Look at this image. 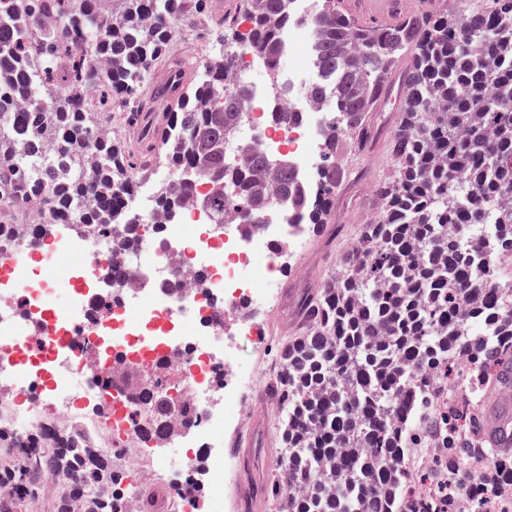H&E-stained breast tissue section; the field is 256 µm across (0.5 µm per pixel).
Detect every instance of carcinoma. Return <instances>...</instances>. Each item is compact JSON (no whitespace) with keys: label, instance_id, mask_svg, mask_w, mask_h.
<instances>
[{"label":"carcinoma","instance_id":"1","mask_svg":"<svg viewBox=\"0 0 512 512\" xmlns=\"http://www.w3.org/2000/svg\"><path fill=\"white\" fill-rule=\"evenodd\" d=\"M105 15L95 0H0V85L18 99L0 110V225L25 191L63 208L59 220L125 223L121 195L132 183L123 153L90 120L118 108L145 130L143 178L166 161L173 179L156 209L175 215L185 178L209 182L208 209L252 210L261 218L274 199L304 212L317 232L336 189V141L351 136L362 154L375 131L366 113L391 91L399 64L410 61L400 87L390 139L398 166L376 183V217L361 227L344 271L301 302L309 329L281 342L275 383L287 421L288 475L269 487L288 512H414L404 499V455L419 442L416 416L432 407L436 383L458 379L464 395L438 416L442 464L428 474L453 475L450 489L482 455L472 445L474 408L500 365L512 357V298L501 294L499 261L512 258V0L479 8L412 13L381 27L359 24L340 0H319L306 16L318 78L306 89L325 106L334 141L325 147L321 199L306 194L295 168H280L249 141L231 138L247 121L253 92L237 76V54L251 51L278 67L291 0H241L215 19L207 0H122ZM200 17L205 28L231 32L221 58L169 65L151 85L149 66L172 41L165 19ZM161 99L162 112L146 107ZM497 234L498 253L481 238ZM160 421L167 401L155 385L139 387ZM65 474L76 486L112 488L119 479L103 462L77 469L70 452L44 451L0 488L31 472ZM477 482L501 494L509 474L493 460Z\"/></svg>","mask_w":512,"mask_h":512}]
</instances>
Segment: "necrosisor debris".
<instances>
[{
    "instance_id": "necrosis-or-debris-1",
    "label": "necrosis or debris",
    "mask_w": 512,
    "mask_h": 512,
    "mask_svg": "<svg viewBox=\"0 0 512 512\" xmlns=\"http://www.w3.org/2000/svg\"><path fill=\"white\" fill-rule=\"evenodd\" d=\"M283 49L289 82L282 96L254 99L243 131L265 152L287 151L304 180L327 133L326 113L291 82L313 69L310 29L290 25ZM286 104L300 114L290 125L276 122L273 114ZM123 209L125 224L107 236L93 224H73L66 236H57L56 221L44 207L33 212L31 223L0 226V428L36 455L77 424L85 455L111 458L124 471L116 488L123 502L148 498L152 512H187L194 502L196 462L224 456L243 510L252 488L223 439L239 427L244 405L254 396V371L233 364L237 340L265 339L259 294L279 286L269 268L282 244L302 246L300 213L277 202L247 230L232 220L214 224L208 210L189 201L177 218L160 220L143 191L126 195ZM209 223L212 232L196 233V225ZM149 230L155 233L154 252L143 263L138 236ZM23 258L49 269L69 259L64 305L55 306V290L46 282L16 277L15 265ZM116 264L124 271L118 286L102 285L103 270ZM245 268L251 271L246 278ZM164 305L170 312L162 322L158 313ZM47 331L60 338L51 357L11 345L13 338L36 341ZM134 373L169 376L164 394L188 405L189 414L174 413L166 429H159L152 406L130 385ZM105 398L112 415L103 421L94 407ZM188 434L195 451L184 465V480L143 491L140 472L161 465L156 446Z\"/></svg>"
}]
</instances>
